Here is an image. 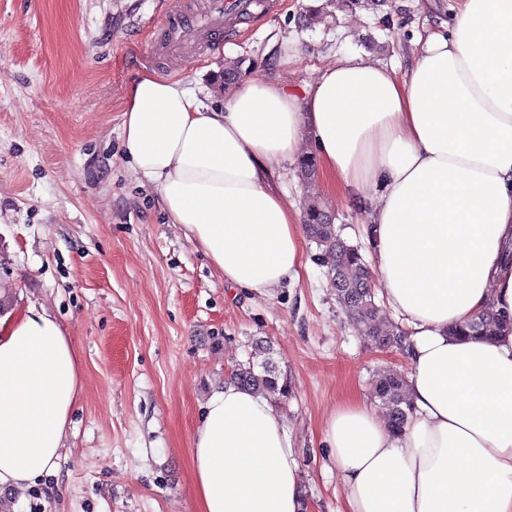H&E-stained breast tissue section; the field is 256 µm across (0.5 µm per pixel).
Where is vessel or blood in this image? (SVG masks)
<instances>
[{
	"label": "vessel or blood",
	"instance_id": "1",
	"mask_svg": "<svg viewBox=\"0 0 512 512\" xmlns=\"http://www.w3.org/2000/svg\"><path fill=\"white\" fill-rule=\"evenodd\" d=\"M254 0H209L206 11L190 6L188 0H175L163 23L162 52L183 55L205 45L210 31L223 28L228 17H246Z\"/></svg>",
	"mask_w": 512,
	"mask_h": 512
}]
</instances>
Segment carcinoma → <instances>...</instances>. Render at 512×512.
Returning <instances> with one entry per match:
<instances>
[{
	"instance_id": "obj_1",
	"label": "carcinoma",
	"mask_w": 512,
	"mask_h": 512,
	"mask_svg": "<svg viewBox=\"0 0 512 512\" xmlns=\"http://www.w3.org/2000/svg\"><path fill=\"white\" fill-rule=\"evenodd\" d=\"M243 61L229 62L219 81L228 87L242 74ZM301 178L315 180L317 163L313 154L305 152L297 161ZM305 231L317 243L320 260L331 274V286L336 301L354 321L359 331L379 349L403 350L409 336L401 327L392 323L376 303L373 274L360 250L347 244L332 224V215L320 197L312 195L303 205ZM502 320L488 308L475 315L467 324L455 329L461 336L492 337L504 328ZM251 360L237 365L230 378L240 385L269 396L277 404H285L291 397L288 373L281 371L273 359V350L266 340L258 339L253 345ZM374 398L385 411L391 427L401 432L408 424L413 408L406 394L405 374L384 369L374 380Z\"/></svg>"
}]
</instances>
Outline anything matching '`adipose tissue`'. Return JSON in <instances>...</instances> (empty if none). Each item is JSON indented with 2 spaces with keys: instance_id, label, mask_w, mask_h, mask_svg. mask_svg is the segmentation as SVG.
I'll use <instances>...</instances> for the list:
<instances>
[{
  "instance_id": "obj_1",
  "label": "adipose tissue",
  "mask_w": 512,
  "mask_h": 512,
  "mask_svg": "<svg viewBox=\"0 0 512 512\" xmlns=\"http://www.w3.org/2000/svg\"><path fill=\"white\" fill-rule=\"evenodd\" d=\"M310 132L329 193L369 195L387 307L410 329L414 414L402 433L365 402L327 421L345 512H512V331L454 335L491 306L512 319V0H461L405 76L346 54L302 92L235 85L203 105L154 74L126 94L123 140L225 284L267 296L299 276L302 213L279 171ZM82 389L77 350L46 308L0 318V492L57 466ZM197 512H305L281 415L227 381L191 449Z\"/></svg>"
}]
</instances>
